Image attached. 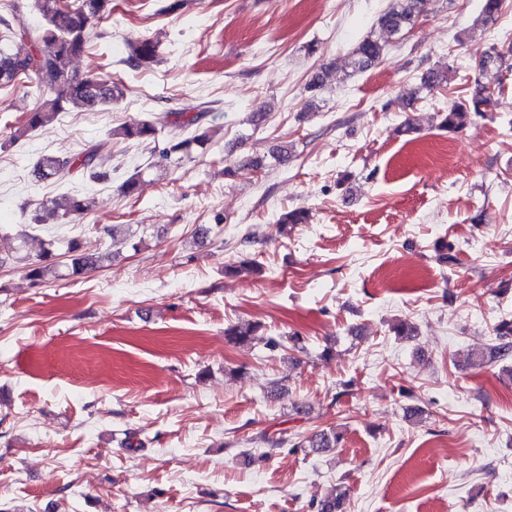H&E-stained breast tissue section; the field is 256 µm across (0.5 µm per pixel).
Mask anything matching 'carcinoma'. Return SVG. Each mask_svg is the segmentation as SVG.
Returning <instances> with one entry per match:
<instances>
[{"label": "carcinoma", "mask_w": 512, "mask_h": 512, "mask_svg": "<svg viewBox=\"0 0 512 512\" xmlns=\"http://www.w3.org/2000/svg\"><path fill=\"white\" fill-rule=\"evenodd\" d=\"M426 2L427 0H392L388 10L378 19L381 30L395 34L413 25L415 19L425 11ZM504 3L505 0H481L477 22L484 27L496 23L502 14ZM34 4L44 21L43 27L36 33L25 23L22 6L18 4L13 5L11 18H0V24L11 33V44L0 45V87L11 85L24 77L35 83L39 98L42 99L40 106L27 113L20 125L14 129L11 135L14 141L53 123L67 110L94 111L124 96V85L112 78L81 73L73 67V61L87 48L90 31L100 20L112 16L113 0H73L66 7L60 6L58 0H34ZM384 50L385 44L380 39L367 36L352 50L349 66L354 72L374 66L381 61ZM128 61L137 68L151 66L157 61V44L151 39L132 44L128 49ZM477 68L479 80L476 81L475 93L463 102L454 103L448 111L442 113L441 126L450 131L463 128L471 117L482 113V106L488 100L491 85L499 84L503 70L512 68V42L508 43L505 50L492 46L483 51L478 58ZM176 117L183 119L184 125L194 127V132L184 139L170 140L158 149V166L176 156H189L203 150L209 143V128L203 126L205 113L198 112L187 118L178 113ZM163 124L164 120L159 117L134 121L113 129L112 135L138 144H156ZM73 167L98 180L108 177L107 172L102 170L101 159L92 148L74 157L44 155L36 162L34 175L40 180H49ZM143 186L142 173L137 172L121 184L120 191L127 197H137ZM49 205L54 210L62 211L64 218L77 217L88 210L87 202L78 196L53 200L49 204L45 202L42 207ZM67 252L72 254L70 265L67 266L69 277L81 276L94 270L108 258L106 254L83 250L74 241L68 244ZM25 272L27 278L35 283L61 277L55 244L48 243L40 260L28 264ZM260 331L259 323L239 321L224 328V339L229 343L244 345L261 338L264 346L272 351L283 346L281 340L275 337H261ZM495 336V344L473 354L476 365L483 366L512 356V316L497 323ZM261 440L272 450L288 445L292 448H312L328 452L338 447L342 435L332 428L328 431H316L297 442L266 435L261 436ZM343 506V498L333 495L313 504L316 512H343Z\"/></svg>", "instance_id": "cac0c4a2"}]
</instances>
